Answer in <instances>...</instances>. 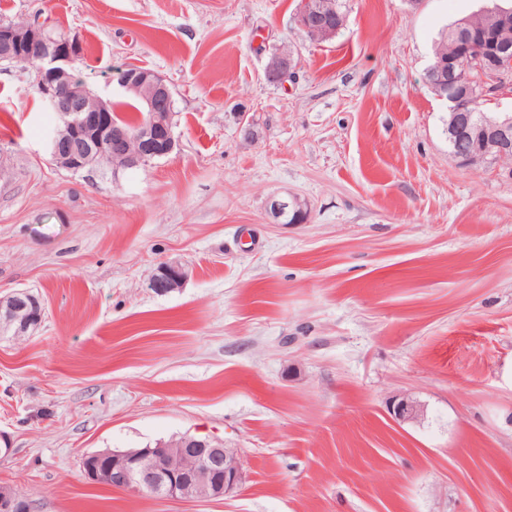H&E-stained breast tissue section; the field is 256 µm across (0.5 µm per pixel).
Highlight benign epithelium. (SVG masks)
<instances>
[{
  "label": "benign epithelium",
  "instance_id": "7a95c632",
  "mask_svg": "<svg viewBox=\"0 0 512 512\" xmlns=\"http://www.w3.org/2000/svg\"><path fill=\"white\" fill-rule=\"evenodd\" d=\"M483 14L497 24L477 39L468 31L469 21L458 24L459 51L474 55L479 76L454 62L430 67L426 82L435 95L448 103V141L453 156L462 165L477 160L498 162L512 158V113L473 112L470 106L495 92L512 69V41L498 29L512 27V6L494 5ZM336 0H303L299 23L314 41L333 37L344 24ZM77 42L56 39L36 22L0 24V60L11 61L16 51L38 63L39 90L57 113L59 124L52 131L47 149L56 166L74 172L89 169H134L167 156L176 147L172 89L153 70L134 69L123 74L119 86L136 97L146 112L141 126L130 133L112 124L110 102L93 93L73 75ZM293 54L277 52L269 65L267 79L283 80L295 67ZM269 212L276 220L299 224L307 211L295 196L274 197ZM189 271L181 263L167 260L151 275L148 287L158 294L181 287ZM42 319L37 296L21 289L0 299V327L22 331L35 329ZM402 421L424 415L422 405L403 398L392 406ZM112 473L128 491L157 499H220L235 494L245 480L241 452L222 444L183 435L155 448L112 452ZM0 512H32L31 500L10 486H0Z\"/></svg>",
  "mask_w": 512,
  "mask_h": 512
}]
</instances>
